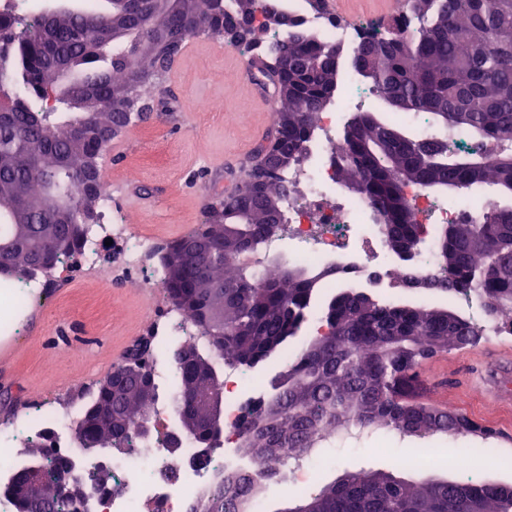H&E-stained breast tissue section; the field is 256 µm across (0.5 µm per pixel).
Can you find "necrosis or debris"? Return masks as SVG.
I'll return each mask as SVG.
<instances>
[{
    "instance_id": "obj_1",
    "label": "necrosis or debris",
    "mask_w": 512,
    "mask_h": 512,
    "mask_svg": "<svg viewBox=\"0 0 512 512\" xmlns=\"http://www.w3.org/2000/svg\"><path fill=\"white\" fill-rule=\"evenodd\" d=\"M339 115L325 113L319 120L317 139L310 156L290 176L285 215L288 239L274 240L261 251L244 256L263 281L271 256L284 252L289 262L319 268L339 266L341 279H356L370 287L382 282L407 286L414 281L432 284L437 273L429 259L420 257L409 264L394 261L379 227L372 222V205L365 197L348 193L337 174L336 163L343 156L345 141L339 134ZM413 197L422 198L418 217L434 214L436 223L455 224L480 217L486 203L483 196H463L461 204L434 207L432 198L413 190ZM119 245L128 270H137L144 254L154 248L153 242L133 236L120 213H113L108 224L96 225L84 243L86 265L102 266L109 244ZM4 294L0 295V333L16 335L24 315L42 296V285L33 278L18 280L0 278ZM155 381L161 395L150 414L155 434L149 440L134 438L129 450L113 459L112 490L101 493L89 488L85 512H145L155 505L158 512H199L202 504L218 483L237 470V425L243 405L256 399V385L243 368L224 371V438L218 447L201 449L195 440L184 439L182 450L173 454L167 448L172 412L169 398L177 385L178 371L173 352L192 342L196 330L183 314L167 309L155 326ZM78 410L60 412L43 407L27 415L18 430H5L0 440V512H15L12 498L1 488L11 481L16 471L26 465L21 448L25 438L33 437L43 447L54 449L67 459L74 473L90 470L91 464L78 453L74 425Z\"/></svg>"
}]
</instances>
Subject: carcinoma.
<instances>
[{
	"instance_id": "carcinoma-1",
	"label": "carcinoma",
	"mask_w": 512,
	"mask_h": 512,
	"mask_svg": "<svg viewBox=\"0 0 512 512\" xmlns=\"http://www.w3.org/2000/svg\"><path fill=\"white\" fill-rule=\"evenodd\" d=\"M179 10L155 17L153 42L140 34L137 15L112 3V53L89 34H77L94 8L48 18L23 28L0 21V237L13 232L12 215L26 218L29 247L3 261L0 273L18 278L48 273L82 253L98 223L104 179L86 197L85 164L104 161L102 132L118 119L124 92L160 84L166 68L197 33L224 37L238 32L234 47L262 63L276 99L273 140L257 147L261 160L248 180L224 200L207 206L205 223L171 243L161 257V285L212 350L194 346L175 354L177 390L170 404H184L180 420L198 415L190 399L208 397L211 384L198 375L204 363L253 369L279 362L301 339L311 311L324 333L306 342L271 379V392L245 405L239 448L264 459L267 482L240 471L237 512H249L280 467L298 461L334 436L378 427L403 437L491 436L467 416L413 398L411 385L439 354L474 346L482 324L450 309L397 304L360 289L324 291L336 269L273 267L266 284L233 260L282 236L288 175L305 159L320 113L340 107L346 77L366 79L374 100L394 112L424 116L438 132L421 139L370 109H359L341 129L348 149L337 163L341 180L367 197L373 219L393 254H422L428 226L416 221L405 195L409 186L459 199L458 192L486 188L512 195V0H405L391 25L366 26L347 54L319 31L302 25L285 0H178ZM48 92L74 100L64 112L34 110L16 95ZM464 130L474 144L460 149L447 133ZM432 262L443 291L465 294L493 317L512 309V204L491 201L479 222L438 225ZM224 281V299L210 292ZM141 385L126 379L114 398L99 383L81 418L83 431L103 448H126L129 432L158 400L151 371ZM113 408L112 421L88 414ZM392 471L346 472L302 499L288 512H512V485L479 476L413 481Z\"/></svg>"
}]
</instances>
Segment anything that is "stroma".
<instances>
[{"instance_id": "35a3bbf8", "label": "stroma", "mask_w": 512, "mask_h": 512, "mask_svg": "<svg viewBox=\"0 0 512 512\" xmlns=\"http://www.w3.org/2000/svg\"><path fill=\"white\" fill-rule=\"evenodd\" d=\"M250 64L224 40L203 34L192 36L182 59L164 83L147 97L157 103L146 121L130 126L108 148L105 181L112 206L121 211L134 233L157 239L159 245L178 239L202 223L204 211L247 179L256 145L273 128L275 102L258 86ZM222 104L219 112H201L200 100ZM112 276H96L85 262L65 273H53L40 304L17 336L18 355L9 374H0V423L21 417L27 408L48 404L61 411L73 408L94 392L124 358L138 337L150 333L159 305L157 292L138 288L124 269L120 255L111 260ZM375 296L389 301L442 306L478 316L477 305L465 297L448 298L441 292L394 289L381 284ZM511 343L508 337L487 336L473 348L442 355L448 383L464 378L473 358L490 357L493 347ZM410 457L413 449H427L421 467L406 471L411 480L446 478L443 459L457 450L481 445L493 448L481 476L512 483V441L502 438L431 437L399 440L393 434H364L360 441L319 449L325 467L311 483L319 490L348 471L387 470L388 452L378 441Z\"/></svg>"}]
</instances>
